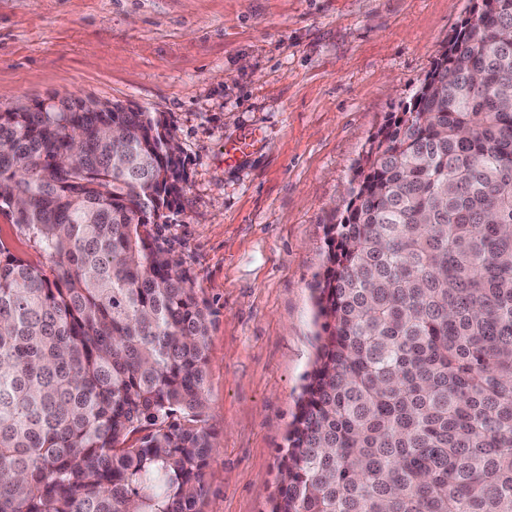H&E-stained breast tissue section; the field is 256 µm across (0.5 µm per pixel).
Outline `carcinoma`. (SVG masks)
Instances as JSON below:
<instances>
[{"label":"carcinoma","instance_id":"1","mask_svg":"<svg viewBox=\"0 0 512 512\" xmlns=\"http://www.w3.org/2000/svg\"><path fill=\"white\" fill-rule=\"evenodd\" d=\"M0 112V512H200L209 307L164 246L160 114ZM117 131H112V128ZM317 282L273 512H512V0L369 140ZM0 240L6 243L15 253L28 258L30 261L46 262L45 258L31 247L32 243L29 242L25 232L13 224L12 218L4 212H0Z\"/></svg>","mask_w":512,"mask_h":512}]
</instances>
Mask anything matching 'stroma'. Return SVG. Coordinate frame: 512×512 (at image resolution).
<instances>
[{
	"mask_svg": "<svg viewBox=\"0 0 512 512\" xmlns=\"http://www.w3.org/2000/svg\"><path fill=\"white\" fill-rule=\"evenodd\" d=\"M470 0H0V112L66 94L163 114L164 236L211 312L202 512H271L315 360L327 230ZM252 135L224 162L226 143Z\"/></svg>",
	"mask_w": 512,
	"mask_h": 512,
	"instance_id": "stroma-1",
	"label": "stroma"
}]
</instances>
